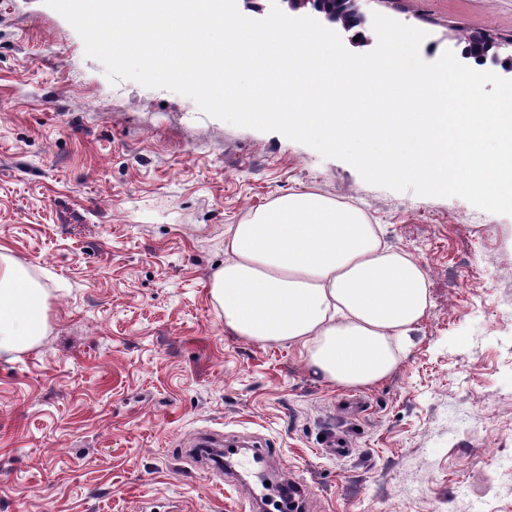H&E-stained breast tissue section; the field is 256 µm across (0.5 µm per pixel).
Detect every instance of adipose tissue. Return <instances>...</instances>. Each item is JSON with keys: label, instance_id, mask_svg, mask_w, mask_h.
<instances>
[{"label": "adipose tissue", "instance_id": "adipose-tissue-1", "mask_svg": "<svg viewBox=\"0 0 512 512\" xmlns=\"http://www.w3.org/2000/svg\"><path fill=\"white\" fill-rule=\"evenodd\" d=\"M210 296L224 327L259 343L300 347L310 371L338 388L386 379L430 303L422 266L387 245L360 208L293 191L224 233ZM43 299L0 252V354L36 342Z\"/></svg>", "mask_w": 512, "mask_h": 512}]
</instances>
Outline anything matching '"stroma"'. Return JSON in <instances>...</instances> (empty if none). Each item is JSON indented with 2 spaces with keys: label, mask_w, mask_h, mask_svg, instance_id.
<instances>
[{
  "label": "stroma",
  "mask_w": 512,
  "mask_h": 512,
  "mask_svg": "<svg viewBox=\"0 0 512 512\" xmlns=\"http://www.w3.org/2000/svg\"><path fill=\"white\" fill-rule=\"evenodd\" d=\"M425 31L512 36V0H365ZM298 189L354 203L411 254L431 305L379 385L334 388L298 347L224 329V231ZM0 246L45 333L0 355V512H260L253 442L304 512H512V216L366 183L277 132L110 81L43 0H0ZM353 451L336 458L324 440ZM242 443L233 471L200 450Z\"/></svg>",
  "instance_id": "35a3bbf8"
}]
</instances>
